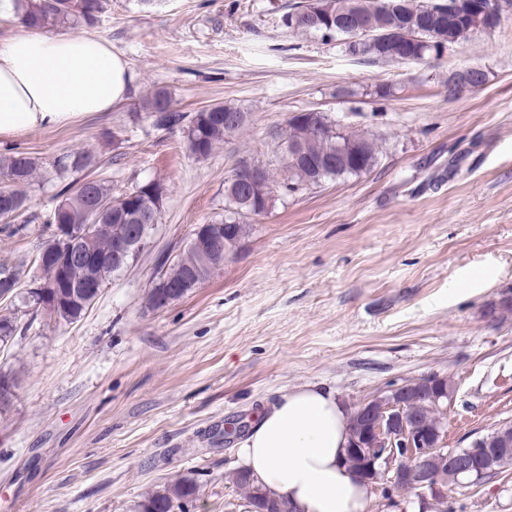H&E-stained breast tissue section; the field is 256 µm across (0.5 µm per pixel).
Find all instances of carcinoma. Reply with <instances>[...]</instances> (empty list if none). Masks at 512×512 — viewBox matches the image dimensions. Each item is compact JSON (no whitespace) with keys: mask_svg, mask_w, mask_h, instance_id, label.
<instances>
[{"mask_svg":"<svg viewBox=\"0 0 512 512\" xmlns=\"http://www.w3.org/2000/svg\"><path fill=\"white\" fill-rule=\"evenodd\" d=\"M434 0H296L289 5L284 23L289 28L301 32H319L325 37L341 35L336 24H321L308 27L294 24L295 14L315 3L321 13L331 19L336 14L346 13L372 34L398 31L407 42V48L386 44L379 53L351 55L359 60L375 63L379 60L392 63H408L424 59L437 52V48H447L469 40L476 30L473 25L459 17L448 16L442 22H435L426 28L419 27L418 17L426 12ZM20 23L40 30H51L66 25L82 24L95 26L107 11L108 0H15ZM480 69H470L466 81L448 85V96L453 97L465 90L480 86ZM141 110L152 119L158 130H172L176 127L185 133L187 146L197 158L205 159L215 153L230 139L240 135L247 127V113L239 107L228 104L212 105L189 117L173 107L172 93L158 89L144 97ZM282 142L299 141L304 145L305 156L300 165L285 163H257L264 174L254 193L262 195L270 190L283 197L301 190L319 186L327 179L345 176H359L371 171L376 165L380 145L372 138L355 132L339 130V125L321 112H312L309 120L304 114H294L288 118L286 129L279 135ZM342 146L341 154L335 157V165L313 175L310 164L320 161L328 153L336 152V145ZM97 161L89 151H71L55 157L53 168L59 179L56 193L57 204L46 215L45 223L78 224L85 233V242L91 254L108 258L112 256V237L118 224H139L141 217L148 213L153 223L160 222L164 200V187L157 181L137 185L129 192L115 195L112 182L96 174ZM39 170V162L27 152L16 151L0 161V208L10 205L7 212L22 215L28 200V188ZM231 181L224 183V200L227 212L220 223H230L231 239L239 243L252 230L250 216L236 211V198L242 191H231ZM204 243L197 234H192L186 249L176 259L160 264L159 276H181L192 279L198 263L199 251ZM64 281L51 289L53 308L50 314L65 322L78 320L101 294L104 283L108 282L113 271H103V284L96 288H86V268L81 265H68L64 271ZM26 277L22 265H0V303L8 307L0 310V347L13 342L17 334L27 330L33 321L23 324L16 316L14 299L18 296L21 281ZM416 388L425 394L440 395L437 400L429 399L413 406L420 414L416 421L417 432L430 436L439 423L441 409L448 405V394L453 392L451 382L446 378L430 385L422 377L412 381ZM232 483L253 503L270 504L272 512H290L288 505L273 498L269 492L257 485L249 477L236 475ZM200 495V487L190 479H180L161 491L144 496L138 504L139 512H189Z\"/></svg>","mask_w":512,"mask_h":512,"instance_id":"carcinoma-1","label":"carcinoma"}]
</instances>
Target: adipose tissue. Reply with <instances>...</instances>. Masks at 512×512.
<instances>
[{
	"instance_id": "obj_1",
	"label": "adipose tissue",
	"mask_w": 512,
	"mask_h": 512,
	"mask_svg": "<svg viewBox=\"0 0 512 512\" xmlns=\"http://www.w3.org/2000/svg\"><path fill=\"white\" fill-rule=\"evenodd\" d=\"M129 82L126 59L107 40L22 27L0 39V140L110 111ZM349 426L333 392L300 385L256 416L239 462L292 512H363L372 489L344 463Z\"/></svg>"
}]
</instances>
